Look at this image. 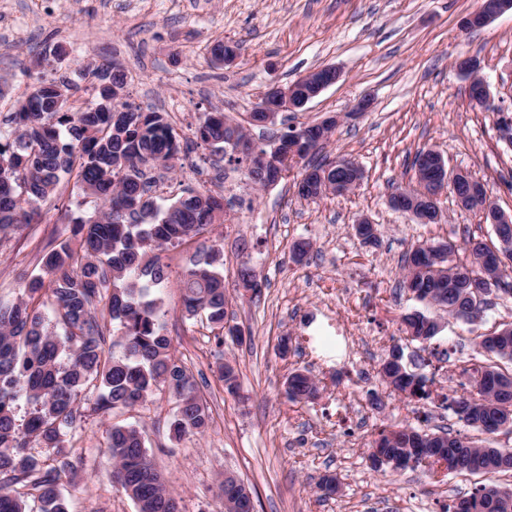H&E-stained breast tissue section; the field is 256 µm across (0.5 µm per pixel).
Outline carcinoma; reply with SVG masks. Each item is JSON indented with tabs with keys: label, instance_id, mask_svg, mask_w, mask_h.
<instances>
[{
	"label": "carcinoma",
	"instance_id": "cac0c4a2",
	"mask_svg": "<svg viewBox=\"0 0 512 512\" xmlns=\"http://www.w3.org/2000/svg\"><path fill=\"white\" fill-rule=\"evenodd\" d=\"M114 84L126 85V74L112 64L82 70L95 100L72 110L61 103L49 110L56 88L79 92L70 80L41 78L25 96L5 126H0V234L7 236L30 224L36 210L25 207L47 200L64 180L74 181L81 207L93 205L83 219H72V240L60 242L40 259L14 300L0 299V512H27L15 486L37 492L39 512H69L62 487L68 484L73 439L85 414L81 396L90 395L93 409L110 415L145 402L159 384L176 401L170 425L173 437L203 434L211 416L197 388L172 352V339L159 320V299L153 296L167 279L156 251L191 245L212 233L213 211L222 197L195 192L160 203L152 188L155 171L170 170L181 152L178 132L160 112H144L127 101L119 106L129 119L112 133V109L102 108L100 74ZM231 122L221 112L208 113L197 137L214 155L236 165L245 164V177L267 187L257 161L239 156L225 139ZM326 143L300 157L303 173L332 164L320 157ZM438 253L439 244L424 243L403 258L401 287L421 301L442 307L453 318L465 316L473 324L490 305V295L512 294V250L503 252L500 265L482 262L491 248L469 237L463 241L465 259L456 258L455 246ZM181 288L185 318L204 319L218 330L224 343L229 304L224 284V255L216 242L198 247L185 267ZM112 322V348H106V329L98 315ZM410 313L402 317L404 332L421 337L422 326ZM486 365L463 369L470 390L452 398L448 407L464 425L486 435L501 431L506 411L512 408V371L494 360L512 363V333L497 331L477 336ZM384 382L411 398L427 400L426 379L412 372L399 375L381 366ZM219 377L228 393L239 395L235 368L224 363ZM286 394L292 401H312L319 385L305 371L290 374ZM29 406L17 419L19 401ZM109 448L124 491L138 512H179L176 495L149 460L145 439L132 425H111ZM41 449L36 455L33 449ZM404 453L410 468L422 467L434 477L445 470L455 475L512 472V449L478 445L451 432L429 433L412 425L384 430L368 455L374 471L390 465L386 456ZM512 489L482 484L456 498L448 512H498L496 502Z\"/></svg>",
	"mask_w": 512,
	"mask_h": 512
}]
</instances>
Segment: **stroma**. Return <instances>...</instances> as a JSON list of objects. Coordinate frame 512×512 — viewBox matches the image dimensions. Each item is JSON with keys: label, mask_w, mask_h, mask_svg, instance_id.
Instances as JSON below:
<instances>
[{"label": "stroma", "mask_w": 512, "mask_h": 512, "mask_svg": "<svg viewBox=\"0 0 512 512\" xmlns=\"http://www.w3.org/2000/svg\"><path fill=\"white\" fill-rule=\"evenodd\" d=\"M478 0H0V119L13 112L48 58L57 74L76 79L80 66L117 62L127 75L130 102L167 113L193 145L206 112L244 121L269 87L284 85L328 66L341 78L285 120L251 127L262 146L288 126L326 115L341 121L327 144L328 156L355 160L364 177L351 192L317 201L296 193V175L256 190L242 170L218 162L208 149L181 152L162 177L164 199L203 189L202 175L223 172L225 199L235 208L216 225L224 250L230 299L227 320L242 342L217 345L212 329L182 311L180 278L191 255L185 246L160 253L168 280L158 290L160 320L173 350L209 408L201 435L173 438L175 399L158 386L141 405L109 416L87 413L74 437L72 482L64 489L70 512H137L112 478L108 430L132 424L143 433L148 455L180 499L182 512H218L219 482L232 473L252 491L255 512H443L455 497L482 482L512 486V476L428 477L422 469L376 472L367 456L383 428L410 424L442 429L471 440L484 434L465 426L447 398L463 393L466 368L481 363L478 334L512 323V296L493 299L481 323L449 317L439 306L398 288L401 258L428 242L462 244L472 236L495 243L481 214L460 210L443 195L446 217L418 223L394 210L390 196L413 185L412 161L434 149L449 165L468 169L504 211H512V143L496 126L495 113L471 103L467 81L453 68L460 56L477 57L495 105L512 109V12L465 34L461 20ZM219 40L237 44L232 65L213 62ZM372 105L356 115L362 96ZM75 197L61 183L42 203L45 217L0 238V297L15 298L39 257L70 235L64 219ZM369 218L379 243L365 245L353 224ZM312 244L303 261L292 258L295 241ZM248 263L261 295H242L234 273ZM419 311L441 322L428 343L401 329L403 315ZM353 342L349 361L336 363V330ZM421 358L419 372L431 393L415 400L391 391L378 374L390 346ZM238 371L239 395L229 394L219 363ZM309 371L320 394L289 401L286 379ZM383 404L374 407L372 396ZM336 476L337 494L319 498L315 485Z\"/></svg>", "instance_id": "1"}]
</instances>
